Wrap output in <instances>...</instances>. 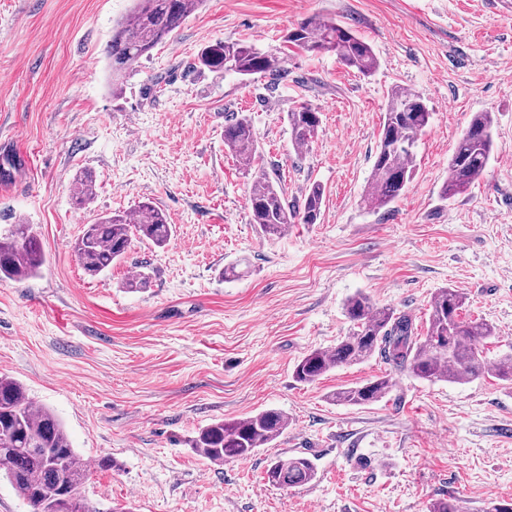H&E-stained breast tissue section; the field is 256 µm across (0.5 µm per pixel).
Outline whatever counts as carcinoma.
I'll return each instance as SVG.
<instances>
[{"label": "carcinoma", "mask_w": 512, "mask_h": 512, "mask_svg": "<svg viewBox=\"0 0 512 512\" xmlns=\"http://www.w3.org/2000/svg\"><path fill=\"white\" fill-rule=\"evenodd\" d=\"M202 0H135L130 13L121 20L108 45L112 87L124 73L140 63L164 42ZM285 41L308 53L333 52L347 67L363 75L378 66L372 46L340 22L310 18L288 29ZM206 62L240 76L274 75L281 70L278 55L263 51L250 42H226L212 48ZM414 104L417 110L404 108ZM433 112L420 94L401 87L391 89L372 166L373 179L364 197L371 211L385 208L403 193L414 172L415 148L430 124ZM321 124L320 113L307 105L288 112V126L294 144L306 147ZM494 117L475 112L463 129L448 159V180L441 197L448 200L464 194L483 176L494 155ZM224 147L252 172L248 206L252 221L262 232L277 236L295 220L311 224L320 217L323 191L312 183L292 209L264 171L259 145L251 122L231 117L224 125ZM73 203L83 208L95 195L90 172L75 177ZM167 245L172 234L165 214L142 202L131 212L107 214L86 225L74 245L77 260L90 277H96L120 261L131 244V235ZM46 261L41 241L27 224H11L0 233V278L25 280L35 277ZM466 296L456 288L440 289L428 309L424 331H418L412 317L391 307L379 306L364 293L348 298L345 311L352 323L348 335L338 339L332 350H313L294 366L300 383H313L332 368L361 363L379 354L393 368L430 382L447 380L468 383L486 374L512 381V352L491 361L482 343L496 336V327L486 320L462 317ZM393 380L376 377L363 384L336 390L332 398L354 406L375 403L388 395ZM288 428L287 416L267 409L244 418L216 421L199 429L191 440L192 449L211 463L255 455L269 447ZM0 476L26 500L32 512H97L78 489L86 476L80 454L72 447L62 421L50 409L36 404L24 386L14 378L0 376ZM269 484L295 488L316 478L314 463L293 456L271 462L266 470ZM68 486L73 496L60 491ZM428 512H466L460 501L438 499Z\"/></svg>", "instance_id": "cac0c4a2"}]
</instances>
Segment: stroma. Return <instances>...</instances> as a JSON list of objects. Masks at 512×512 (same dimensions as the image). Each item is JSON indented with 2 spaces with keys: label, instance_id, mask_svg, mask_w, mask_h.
Here are the masks:
<instances>
[{
  "label": "stroma",
  "instance_id": "35a3bbf8",
  "mask_svg": "<svg viewBox=\"0 0 512 512\" xmlns=\"http://www.w3.org/2000/svg\"><path fill=\"white\" fill-rule=\"evenodd\" d=\"M133 0H0V230L31 225L46 263L0 280V375L53 410L89 461L81 496L98 512H427L458 498L469 512L512 499V382H428L380 357L311 384L293 369L335 346L362 292L422 324L435 292L469 298L467 317L497 328L488 356L512 347V9L502 0H202L121 90L106 56ZM338 20L379 61L369 77L335 54L285 43L310 16ZM246 39L282 71L243 79L208 66L211 47ZM422 95L433 118L414 178L379 212L363 197L392 87ZM321 114L294 147L287 114ZM495 115L482 179L440 196L472 113ZM248 116L262 165L288 204L324 190L321 217L279 237L252 224L251 176L224 147ZM91 172L96 196L71 203ZM149 202L173 227L165 247L133 239L123 261L87 277L73 251L87 224ZM148 273L141 292L125 288ZM392 391L366 406L336 389L377 376ZM276 408L271 447L215 465L191 448L214 421ZM304 456L310 484L270 485L277 457ZM108 457L116 469L103 470Z\"/></svg>",
  "mask_w": 512,
  "mask_h": 512
}]
</instances>
